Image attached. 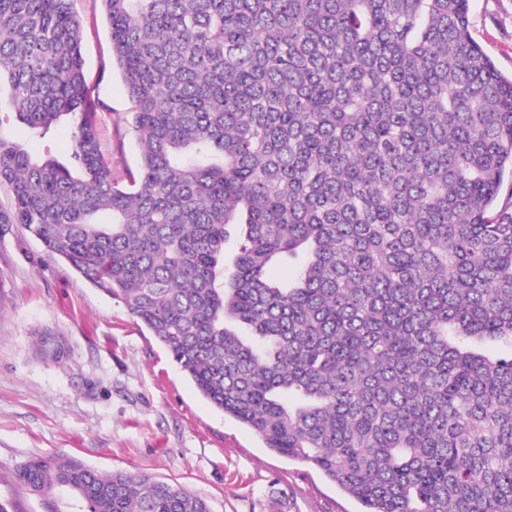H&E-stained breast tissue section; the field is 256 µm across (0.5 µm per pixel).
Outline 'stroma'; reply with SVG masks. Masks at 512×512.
Returning a JSON list of instances; mask_svg holds the SVG:
<instances>
[{
  "mask_svg": "<svg viewBox=\"0 0 512 512\" xmlns=\"http://www.w3.org/2000/svg\"><path fill=\"white\" fill-rule=\"evenodd\" d=\"M87 83L104 103L100 150L127 182L138 148L131 102L112 61L102 0H74ZM472 38L512 74V0H470ZM45 330L69 349L38 359ZM65 454L103 473L145 474L201 496L210 512H360L321 473L280 456L205 400L125 304L49 256L22 225L0 224V501L10 512H81L65 488L41 495L18 478L35 455Z\"/></svg>",
  "mask_w": 512,
  "mask_h": 512,
  "instance_id": "35a3bbf8",
  "label": "stroma"
}]
</instances>
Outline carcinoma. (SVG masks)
Returning a JSON list of instances; mask_svg holds the SVG:
<instances>
[{"instance_id":"1","label":"carcinoma","mask_w":512,"mask_h":512,"mask_svg":"<svg viewBox=\"0 0 512 512\" xmlns=\"http://www.w3.org/2000/svg\"><path fill=\"white\" fill-rule=\"evenodd\" d=\"M72 2L0 0L9 112L74 138L67 162L35 159L0 115V224L362 512H512V76L472 39L469 0H103L139 145L126 185ZM36 350L68 356L50 331ZM20 479L83 512H210L67 455Z\"/></svg>"}]
</instances>
